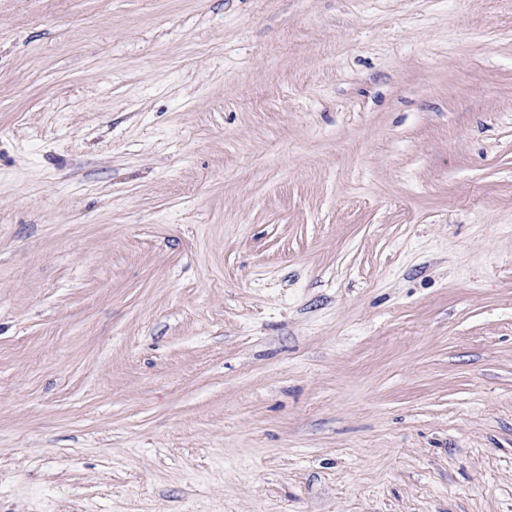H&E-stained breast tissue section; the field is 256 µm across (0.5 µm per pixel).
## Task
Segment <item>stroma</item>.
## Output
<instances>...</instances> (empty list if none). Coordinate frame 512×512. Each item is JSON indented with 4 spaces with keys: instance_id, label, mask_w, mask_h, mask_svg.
<instances>
[{
    "instance_id": "obj_1",
    "label": "stroma",
    "mask_w": 512,
    "mask_h": 512,
    "mask_svg": "<svg viewBox=\"0 0 512 512\" xmlns=\"http://www.w3.org/2000/svg\"><path fill=\"white\" fill-rule=\"evenodd\" d=\"M0 512H512V0H0Z\"/></svg>"
}]
</instances>
